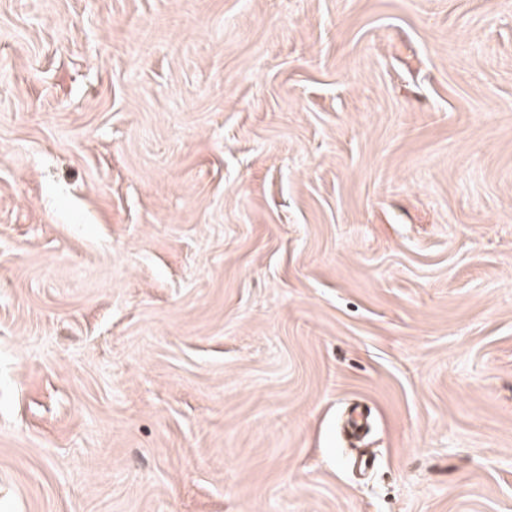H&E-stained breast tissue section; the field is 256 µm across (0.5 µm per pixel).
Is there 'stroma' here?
<instances>
[{"label":"stroma","instance_id":"1","mask_svg":"<svg viewBox=\"0 0 512 512\" xmlns=\"http://www.w3.org/2000/svg\"><path fill=\"white\" fill-rule=\"evenodd\" d=\"M0 512H512V0H0Z\"/></svg>","mask_w":512,"mask_h":512}]
</instances>
